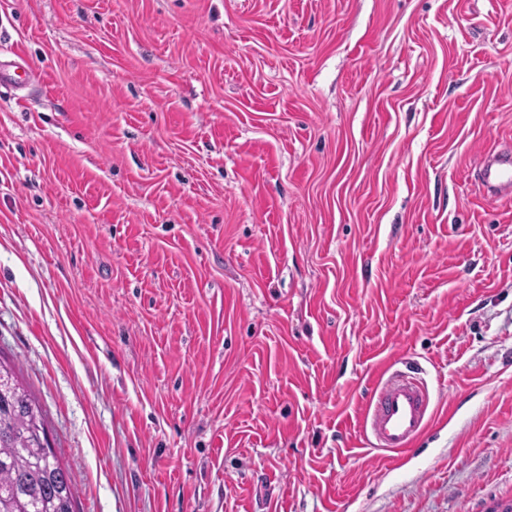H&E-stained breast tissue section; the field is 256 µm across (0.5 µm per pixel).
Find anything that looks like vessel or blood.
Masks as SVG:
<instances>
[{
    "instance_id": "b4317fda",
    "label": "vessel or blood",
    "mask_w": 512,
    "mask_h": 512,
    "mask_svg": "<svg viewBox=\"0 0 512 512\" xmlns=\"http://www.w3.org/2000/svg\"><path fill=\"white\" fill-rule=\"evenodd\" d=\"M30 73L13 61L0 60V84L22 88ZM483 191L500 197L512 196V149L485 161L479 173ZM428 423V395L415 379L402 374L376 384L362 416V430L376 447L393 452L410 448Z\"/></svg>"
}]
</instances>
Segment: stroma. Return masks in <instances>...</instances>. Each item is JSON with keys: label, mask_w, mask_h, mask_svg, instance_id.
Returning a JSON list of instances; mask_svg holds the SVG:
<instances>
[{"label": "stroma", "mask_w": 512, "mask_h": 512, "mask_svg": "<svg viewBox=\"0 0 512 512\" xmlns=\"http://www.w3.org/2000/svg\"><path fill=\"white\" fill-rule=\"evenodd\" d=\"M11 49L0 357L77 512L512 504V0H0ZM30 77V73L15 61H2L0 57V85L1 83L13 89L22 88ZM482 190L491 196H512V149L485 161L479 173ZM428 423V395L415 379L393 374L376 384L362 416V430L373 444L393 452L410 448Z\"/></svg>", "instance_id": "1"}]
</instances>
